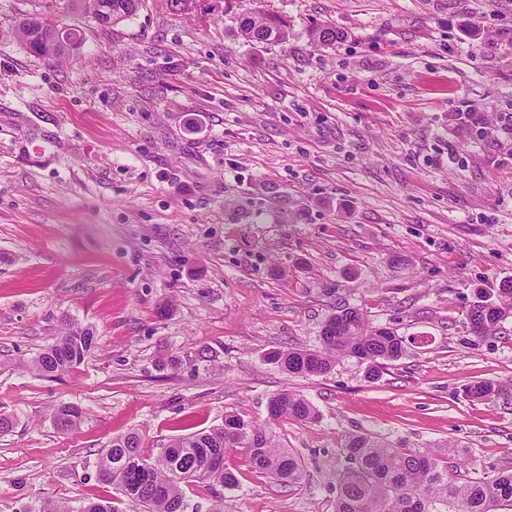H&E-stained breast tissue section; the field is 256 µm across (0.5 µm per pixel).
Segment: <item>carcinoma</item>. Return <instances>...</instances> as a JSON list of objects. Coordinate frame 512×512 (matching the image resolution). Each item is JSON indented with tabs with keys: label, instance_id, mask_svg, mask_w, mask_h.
<instances>
[{
	"label": "carcinoma",
	"instance_id": "obj_1",
	"mask_svg": "<svg viewBox=\"0 0 512 512\" xmlns=\"http://www.w3.org/2000/svg\"><path fill=\"white\" fill-rule=\"evenodd\" d=\"M239 16L243 37L258 42H284L288 22L262 13L248 0ZM141 0H71V8L90 14L103 26H117L132 17ZM15 36L37 55L57 57L77 49L80 36L63 22L41 13L29 14L17 23ZM502 303L480 299L468 311L469 327L476 336H487L512 317V280L499 288ZM92 328L76 322L66 324L61 335L23 367L41 375H57L81 363L96 347ZM404 340L394 331L371 325L358 308H346L329 317L321 330L320 345L313 349L288 347L269 353L268 359L283 371L297 376L329 373L343 358L368 364V378L379 368L399 360ZM497 382L479 381L465 387L467 397L493 401L504 394ZM268 417L253 424L237 414L224 416V425L208 431L178 435L153 458L142 453V437L136 430L112 439L100 453L96 469L102 483L115 488L134 512H185L182 485L205 481L226 488L237 486L231 468L216 466L233 450H242L252 469L295 486L303 481L300 458L275 441L276 429L284 420L310 422L317 418L313 405L301 394L285 389L268 402ZM81 410L74 404L54 411L61 430L74 428ZM344 463L336 481V512H512V469L492 476H470L460 472L469 462L449 461L446 448H407L371 433L349 435L342 448ZM38 512H115L105 500L75 508L46 500Z\"/></svg>",
	"mask_w": 512,
	"mask_h": 512
}]
</instances>
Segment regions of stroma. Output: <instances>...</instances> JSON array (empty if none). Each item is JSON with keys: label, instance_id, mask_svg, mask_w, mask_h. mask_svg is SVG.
Segmentation results:
<instances>
[{"label": "stroma", "instance_id": "stroma-1", "mask_svg": "<svg viewBox=\"0 0 512 512\" xmlns=\"http://www.w3.org/2000/svg\"><path fill=\"white\" fill-rule=\"evenodd\" d=\"M257 7L287 19L286 42L241 37L237 0H142L115 27L68 0H0V512H128L96 476L113 437L139 430L153 457L228 413L263 423L284 389L318 414L277 431L303 484L234 451L237 486H188L190 512H335L356 432L512 468V398L464 394L512 395V318L482 337L467 324L512 279V139L495 127L512 114V0ZM28 13L79 49L32 53L11 35ZM347 307L405 341L377 379L353 358L307 377L268 361L319 346ZM69 320L97 348L55 377L21 368ZM67 403L81 419L62 431ZM506 388L497 382L479 381L465 387V394L468 398L481 401H493L499 398ZM38 512H115L111 503L105 500L89 502L78 508L68 503L46 500L42 503Z\"/></svg>", "mask_w": 512, "mask_h": 512}]
</instances>
